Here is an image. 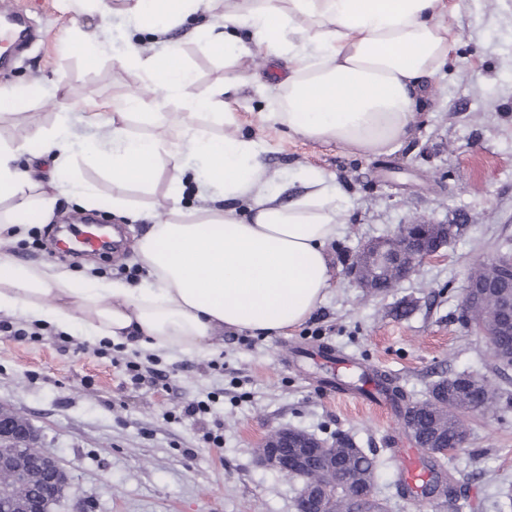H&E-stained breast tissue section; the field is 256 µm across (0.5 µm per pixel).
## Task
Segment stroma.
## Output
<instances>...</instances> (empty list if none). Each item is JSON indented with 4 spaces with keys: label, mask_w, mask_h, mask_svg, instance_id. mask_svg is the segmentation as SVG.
<instances>
[{
    "label": "stroma",
    "mask_w": 512,
    "mask_h": 512,
    "mask_svg": "<svg viewBox=\"0 0 512 512\" xmlns=\"http://www.w3.org/2000/svg\"><path fill=\"white\" fill-rule=\"evenodd\" d=\"M19 3L38 38L22 61L0 69V94L21 103L0 110V143L44 137L66 108L148 96L140 68L119 63V47L93 63L75 49L80 30L123 9L124 0H94L79 18L69 0ZM445 21L452 35L448 65L431 80L411 136L390 153L353 155L265 125L261 115L275 101L268 90L245 89L232 103L243 131L266 142L271 172L287 175L284 197L311 170L335 174L350 197L343 232L330 246L334 285L297 329L271 339L228 331L200 357L91 344L0 314V405L25 415L39 432L38 448L70 474L53 512H296L300 481L256 457L261 441L281 427L327 442L345 435L375 455L374 493L388 512H444L439 498L401 493L390 454L408 443L407 434L392 409L327 385L328 352L356 370L386 374L416 399L440 377L463 372L505 393L488 412L465 416L468 441L445 465L459 512H512V367L496 364L462 311L469 268L512 239V0H468ZM200 23L189 18L165 36L178 43L196 75L193 91L203 96L227 70L223 58L202 51ZM58 81L67 97L55 96ZM72 176L94 190L98 213L121 229V251L109 260L53 254L55 226L84 213L63 193L50 222L32 216L23 235L9 238L8 250L24 263L65 266L79 281L94 274L140 279L131 247L146 223L113 212L114 189L103 170L79 159ZM420 221L454 227L438 258L380 295L347 277L348 258L362 244ZM130 361L144 383L129 380ZM158 370L168 375L167 386L150 384ZM198 401L208 404L207 413L186 416L185 407Z\"/></svg>",
    "instance_id": "obj_1"
}]
</instances>
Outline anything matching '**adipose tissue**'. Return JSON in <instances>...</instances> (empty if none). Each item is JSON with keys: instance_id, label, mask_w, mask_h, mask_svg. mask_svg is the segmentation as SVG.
Here are the masks:
<instances>
[{"instance_id": "adipose-tissue-1", "label": "adipose tissue", "mask_w": 512, "mask_h": 512, "mask_svg": "<svg viewBox=\"0 0 512 512\" xmlns=\"http://www.w3.org/2000/svg\"><path fill=\"white\" fill-rule=\"evenodd\" d=\"M206 8V0H126L113 30L85 33L78 51L95 60L109 32L162 30ZM447 11V0H225L224 35L206 38L205 46L228 62L255 52L287 61L264 123L377 155L410 136L428 80L448 62ZM121 59L143 67L159 100L179 99L222 123L223 134L182 125L168 112L153 118L171 125L170 136L132 133L126 118L147 106L138 96L112 112H61L46 138L0 146V234L25 226L34 211L51 212L59 192L96 205L92 189L63 178L32 197L37 160L61 172L80 156L104 169L118 191L113 211L135 221L143 214L123 190L155 181L166 157L173 163L170 190L178 192L192 162L202 168L201 204L189 211L172 206L136 240L135 260L146 272L137 284L94 280L81 287L68 270L24 264L1 248L0 313L90 342L132 341L196 356L207 355L227 330L272 337L302 325L332 286L327 247L341 235L348 208L335 175L310 174L303 195L282 203L270 188L265 142L243 133L228 101L231 91L255 83L254 75L229 71L223 85L200 97L176 44L158 41L146 51L129 39Z\"/></svg>"}]
</instances>
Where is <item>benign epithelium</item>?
<instances>
[{"label":"benign epithelium","instance_id":"1","mask_svg":"<svg viewBox=\"0 0 512 512\" xmlns=\"http://www.w3.org/2000/svg\"><path fill=\"white\" fill-rule=\"evenodd\" d=\"M420 227L419 223L400 224L394 233L367 242L360 248L361 254H371L374 266L381 271L405 267L408 279L443 247ZM346 274L358 287L371 290L361 263L348 265ZM37 438L27 419L0 407V440L15 447V451L0 456V487L19 478L28 483L26 492L15 490L8 495L0 504V512H51L65 493L70 480L67 470L51 455L33 448ZM257 459L266 468L299 475L302 487L297 512H325V501L339 489L363 502L370 500L354 473L340 464L334 449L298 430L283 428L265 438Z\"/></svg>","mask_w":512,"mask_h":512}]
</instances>
